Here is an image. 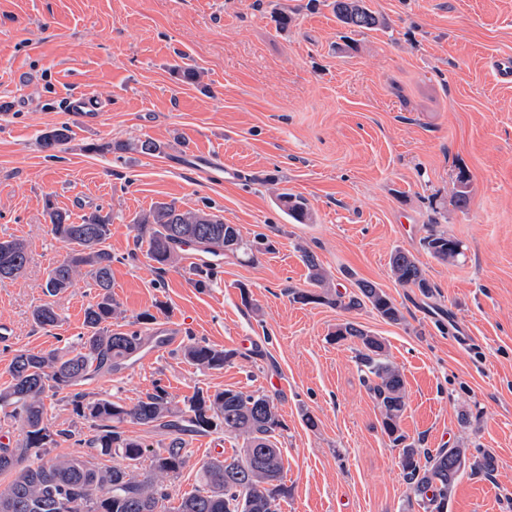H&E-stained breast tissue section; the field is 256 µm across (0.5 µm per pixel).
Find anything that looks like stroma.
Here are the masks:
<instances>
[{
  "label": "stroma",
  "mask_w": 512,
  "mask_h": 512,
  "mask_svg": "<svg viewBox=\"0 0 512 512\" xmlns=\"http://www.w3.org/2000/svg\"><path fill=\"white\" fill-rule=\"evenodd\" d=\"M369 5L388 25L359 34L326 0H0V241L29 255L18 278L0 282V323L13 331L0 342V389L16 351L76 346L96 300L85 275L46 295L49 269L71 251L46 204L74 223L98 210L112 218L113 325L135 329L149 312L150 331L174 325L180 343L95 376L81 387L89 399L129 407L160 386L180 409L201 390L268 395L283 423L279 512H424L381 430L358 344L333 338L353 320L404 376L409 440L494 457L491 473L459 474L447 512H512V84L491 68L512 56V0ZM187 66L197 82L182 81ZM83 92L100 103L95 123L67 105ZM62 125L69 140L48 156L38 137ZM148 139L164 154L138 152ZM106 142L127 149H88ZM462 185L464 211L454 205ZM284 190L307 199L308 223L276 206ZM160 202L222 215L272 247L252 261L225 255L201 286L193 247L157 270L133 219ZM433 230L460 242L456 260L427 253ZM398 250L417 258L430 295L395 280ZM306 251L329 296L373 282L401 321L295 302L292 290L312 287ZM46 302L58 322L44 329L32 312ZM197 341L235 356L199 368L182 354ZM242 445L221 429L186 437L170 506L211 454Z\"/></svg>",
  "instance_id": "obj_1"
}]
</instances>
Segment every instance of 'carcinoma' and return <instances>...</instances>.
Returning a JSON list of instances; mask_svg holds the SVG:
<instances>
[{"instance_id": "cac0c4a2", "label": "carcinoma", "mask_w": 512, "mask_h": 512, "mask_svg": "<svg viewBox=\"0 0 512 512\" xmlns=\"http://www.w3.org/2000/svg\"><path fill=\"white\" fill-rule=\"evenodd\" d=\"M336 19L355 32L371 31L385 24L365 0H332ZM63 126L40 136L42 148L54 150L69 139ZM281 210L299 224L311 219L305 198L288 192L277 194ZM52 234L73 245L72 252L49 270L45 293L55 296L73 285L82 268L98 290V300L86 308L85 333L77 346L67 352L24 350L10 363V384L0 390V407L11 408L10 416L21 426L15 444H0V476L10 477L0 490V512H163L169 500L165 476H176L186 457L179 436L158 448L126 434L121 424L131 419L141 425L162 427L181 434L209 432L222 428L243 438L244 448L224 459L210 458L199 468V485L183 497L176 512H271L270 507L288 495L282 483L284 469L280 449L271 438L282 428L273 400L264 394H247L226 389L213 395L196 394L183 409H175L160 387L126 408L107 399L84 402V395H71L73 411L92 420L90 437L78 440L101 457L119 458L122 463L102 467L81 457H52L56 437H71V430H51L44 420V399L58 396L92 377L110 371L135 357L149 337L138 330L112 329L117 305L112 299V253L104 247L111 235L112 221L96 210L73 224L69 216L52 204L46 205ZM144 230L146 255L163 270L174 259L175 250L187 243L213 255L242 253L251 257L269 247L268 239L257 234L243 238L235 224L203 210L181 209L175 203H159L135 218ZM426 250L437 260L448 262L460 255L459 243L444 233L431 231L424 238ZM28 263L24 243L0 242V281L17 278ZM396 281L430 292L416 258L397 250L390 259ZM359 294L348 300L336 296L334 304L345 309L370 305L389 321L401 320V312L376 285L357 283ZM35 323L45 329L58 322L49 304L34 309ZM356 340L362 347L361 365L372 385L370 390L381 411V426L393 446L400 448V465L411 485L417 504L424 512H444L454 482L465 467L490 471L494 458L467 464L460 448H439L421 454L415 443L406 442L400 420L406 408V391L399 370L385 357L384 342L361 325L345 322L336 329V340ZM184 357L203 369H218L234 357L231 351L207 343L193 342L183 348ZM145 467L139 472V467Z\"/></svg>"}]
</instances>
